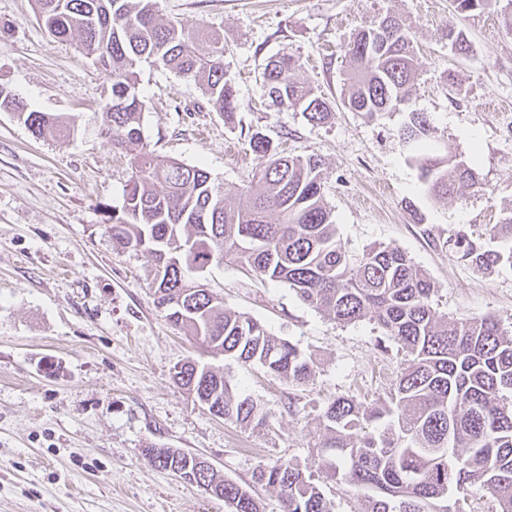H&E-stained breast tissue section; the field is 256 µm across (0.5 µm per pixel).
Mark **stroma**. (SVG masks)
<instances>
[{"instance_id": "1", "label": "stroma", "mask_w": 512, "mask_h": 512, "mask_svg": "<svg viewBox=\"0 0 512 512\" xmlns=\"http://www.w3.org/2000/svg\"><path fill=\"white\" fill-rule=\"evenodd\" d=\"M388 13L419 45L411 106L427 114L436 153L453 145L484 189L431 198L398 131L405 112L373 119L339 104L356 33ZM157 14L224 37L238 92L234 124L212 112L193 81L142 65V139L150 151L201 165L241 186L265 160L261 132L291 155L320 156L325 200L353 255L401 249L435 286L432 304L453 318L490 316L512 335V267L474 271L448 240L482 231L512 206V36L493 13L453 20L450 0H157ZM469 40L448 46V25ZM336 105L330 123L263 105L261 72L276 54ZM462 96L448 93L449 78ZM0 84L29 109L75 119L67 139L38 138L0 111V512H228L222 500L148 463L146 448H176L251 483L259 463L309 465L334 399L385 398L406 356L377 324H350L303 304L286 284L265 283L233 262L204 279L226 307L263 322L311 355L314 375L295 384L204 347L158 312L147 254L113 250L101 226L121 205L128 153L99 128L111 80L80 49L56 41L33 0H0ZM213 360L235 391L267 411L266 425L211 415L172 379L186 360Z\"/></svg>"}]
</instances>
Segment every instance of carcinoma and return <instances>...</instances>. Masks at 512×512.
Instances as JSON below:
<instances>
[{"instance_id":"1","label":"carcinoma","mask_w":512,"mask_h":512,"mask_svg":"<svg viewBox=\"0 0 512 512\" xmlns=\"http://www.w3.org/2000/svg\"><path fill=\"white\" fill-rule=\"evenodd\" d=\"M501 0H451L452 15L502 12L512 33V10ZM38 20L58 41L77 40L112 81L101 134L117 148L141 146L130 159L123 201L102 225L116 250L142 251L154 304L165 320L206 347L245 365H257L289 382L305 383L312 357L272 335L260 321L232 311L201 283L212 264L233 261L264 281L284 283L299 300L340 323L368 318L409 356L388 399L370 405L333 400L322 414L316 472L294 463L260 464L254 483L275 491L283 512H335L326 483L339 481L365 496L364 512H439L452 488L486 490L497 512H512V336L490 317L449 318L432 306L434 284L405 252L372 246L356 260L337 238L325 200L326 176L315 155L288 156L254 133L249 146L267 164L241 187L226 189L200 166L162 159L142 146L144 101L140 67L161 66L194 81L211 110L234 122L239 104L228 76L224 37L162 23L154 0H34ZM448 42L459 56L467 37L448 23ZM344 106L370 118L407 110L399 137L436 199L461 188L483 191L475 170L453 151L431 153L430 122L410 108L418 61L411 28L396 15L358 32L349 50ZM300 60L272 56L261 73L265 95L281 109L298 110L311 124L333 116L327 99L299 77ZM0 110L11 112L38 137L68 136L74 122L28 108L0 85ZM238 203L230 204V198ZM512 240V207L482 235L464 229L453 246L474 269L512 266V247L490 250L481 236ZM174 381L212 415L244 426L262 425L266 414L238 396L218 367L188 360ZM392 418L389 434L369 426ZM148 461L180 478L191 474L222 491L229 512H262L248 485L198 467L200 456L173 448H148ZM345 468L340 470L335 459Z\"/></svg>"}]
</instances>
